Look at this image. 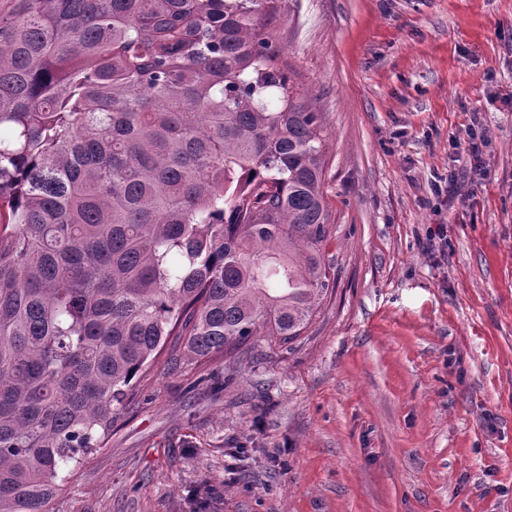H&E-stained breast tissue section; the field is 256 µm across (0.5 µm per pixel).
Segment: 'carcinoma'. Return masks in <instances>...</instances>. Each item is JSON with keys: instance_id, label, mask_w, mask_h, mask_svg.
I'll use <instances>...</instances> for the list:
<instances>
[{"instance_id": "1", "label": "carcinoma", "mask_w": 512, "mask_h": 512, "mask_svg": "<svg viewBox=\"0 0 512 512\" xmlns=\"http://www.w3.org/2000/svg\"><path fill=\"white\" fill-rule=\"evenodd\" d=\"M270 2L0 13V512H50L169 337L291 343L332 287L322 117Z\"/></svg>"}]
</instances>
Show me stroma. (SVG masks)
<instances>
[{
	"label": "stroma",
	"mask_w": 512,
	"mask_h": 512,
	"mask_svg": "<svg viewBox=\"0 0 512 512\" xmlns=\"http://www.w3.org/2000/svg\"><path fill=\"white\" fill-rule=\"evenodd\" d=\"M267 29L322 114L336 286L293 347L141 378L50 512H512V0Z\"/></svg>",
	"instance_id": "stroma-1"
}]
</instances>
